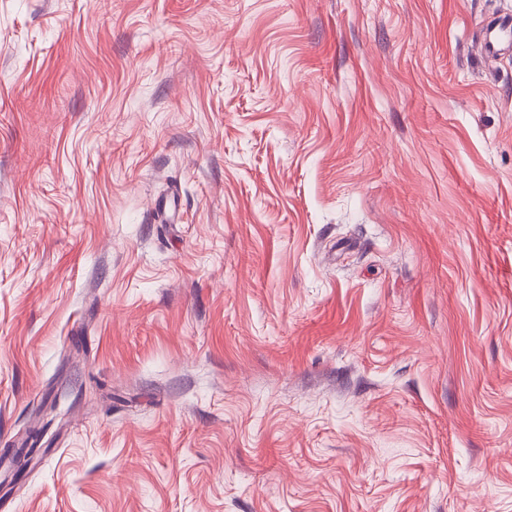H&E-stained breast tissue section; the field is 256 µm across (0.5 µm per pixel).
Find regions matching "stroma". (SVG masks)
Instances as JSON below:
<instances>
[{
    "mask_svg": "<svg viewBox=\"0 0 512 512\" xmlns=\"http://www.w3.org/2000/svg\"><path fill=\"white\" fill-rule=\"evenodd\" d=\"M512 0H0V512H512ZM494 23L490 30L489 37L483 38L480 48L488 56L495 57L499 55L498 45L509 35L512 30V20L509 17H495L488 23Z\"/></svg>",
    "mask_w": 512,
    "mask_h": 512,
    "instance_id": "obj_1",
    "label": "stroma"
}]
</instances>
